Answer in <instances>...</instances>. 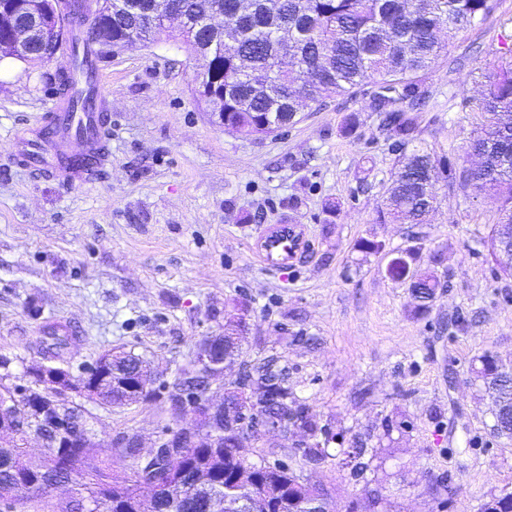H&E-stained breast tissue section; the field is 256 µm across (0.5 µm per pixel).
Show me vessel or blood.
I'll return each mask as SVG.
<instances>
[{"label":"vessel or blood","instance_id":"1","mask_svg":"<svg viewBox=\"0 0 512 512\" xmlns=\"http://www.w3.org/2000/svg\"><path fill=\"white\" fill-rule=\"evenodd\" d=\"M67 106V99H59L52 115L18 141V153L32 171H50L66 180L88 181L102 170L110 156L104 133L111 122L108 104L98 91L92 105L83 111L71 112ZM312 247L304 224L264 225L253 244L256 258L271 271L302 262Z\"/></svg>","mask_w":512,"mask_h":512}]
</instances>
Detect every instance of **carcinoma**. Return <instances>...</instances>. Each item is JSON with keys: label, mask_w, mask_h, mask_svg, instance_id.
Returning <instances> with one entry per match:
<instances>
[{"label": "carcinoma", "mask_w": 512, "mask_h": 512, "mask_svg": "<svg viewBox=\"0 0 512 512\" xmlns=\"http://www.w3.org/2000/svg\"><path fill=\"white\" fill-rule=\"evenodd\" d=\"M186 22L180 39L198 61V98L209 110L216 107L208 90L224 91V120L246 135H268L296 121L300 101L321 106L333 96L352 95L369 81L373 84L370 109L382 117V127L401 152L399 165L386 190L379 224H421L433 208V186L440 179L457 181L478 196L488 190L501 199V224L512 225V64L506 63L488 75L489 88L481 101L491 115L481 135L468 146L467 155L479 162L456 169L429 153L406 148L416 138L418 111L428 98L422 74L450 55L460 33L482 25L492 17L499 0H248L247 15L236 33L224 37L220 49L210 47L212 35L195 23L203 9L199 0H178ZM83 0H67L69 25L81 26ZM112 40L132 31L148 36L152 29L132 10H114L110 21ZM249 61L250 72L234 80L240 60ZM88 61L73 60L58 73L60 90L70 93L74 71L87 73ZM421 307H429L441 283L432 274L410 269ZM75 336L60 323L47 324L37 346L43 359L66 362L65 351ZM241 337L205 336L200 343L222 347L233 360ZM13 359L0 355V420L19 431L7 448H0V503L37 502L44 512H133V501L143 481L160 479L167 490L155 501L156 512H212L211 504L249 495V487L261 482V496L251 500L249 512L290 510L318 490L306 487L290 469L265 466L248 470L250 461L237 456V434L223 438L222 448H189L185 432L171 431L167 447L145 464L135 458V449L124 444L119 457L133 458L129 468L116 471L82 444L88 425L86 408L66 397L56 398L51 380H26L30 394H21L10 366ZM101 375L69 376L72 381L96 385L98 402L122 407L139 402L132 390L146 361L131 351L112 356L107 350L94 360ZM256 380L263 390L258 404L270 415H288L293 425L314 432L315 424L303 409L288 406V388L276 374L262 367ZM208 385L206 373L178 379L169 391L172 405L195 404ZM199 430H224V411L196 408ZM41 426L51 446L39 462L27 459L24 434L31 425ZM72 474L82 480L85 496L74 504L58 506L45 500L53 483ZM482 512H512V493L492 494Z\"/></svg>", "instance_id": "carcinoma-1"}]
</instances>
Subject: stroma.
<instances>
[{
	"label": "stroma",
	"mask_w": 512,
	"mask_h": 512,
	"mask_svg": "<svg viewBox=\"0 0 512 512\" xmlns=\"http://www.w3.org/2000/svg\"><path fill=\"white\" fill-rule=\"evenodd\" d=\"M512 0L459 34L454 54L424 76L431 98L413 148L462 166L485 121L474 100L503 45ZM55 60L0 61V354L34 365L42 320L76 338L72 369L122 347L148 360L149 399L105 409L88 403L95 452L199 420L173 409L167 388L190 369L201 337L242 319L234 365L212 379L214 398L271 365L304 408L315 436L260 432L255 463H283L323 488L333 512H481L512 492V439L496 435L491 399L472 367L489 351L512 365V275L487 241L499 200L446 180L423 224H379L399 155L369 108L370 86L301 112L287 132L248 137L216 124L195 94L196 62L167 35L104 50L102 90L112 107V160L90 182L37 174L16 160V136L39 126L60 91ZM355 127L346 135V117ZM305 224L315 246L297 269H265L250 246L261 225ZM384 243L366 254L361 240ZM421 251L442 288L428 309L390 279V251ZM319 442L326 454L306 456ZM364 451L347 460L354 444Z\"/></svg>",
	"instance_id": "stroma-1"
}]
</instances>
